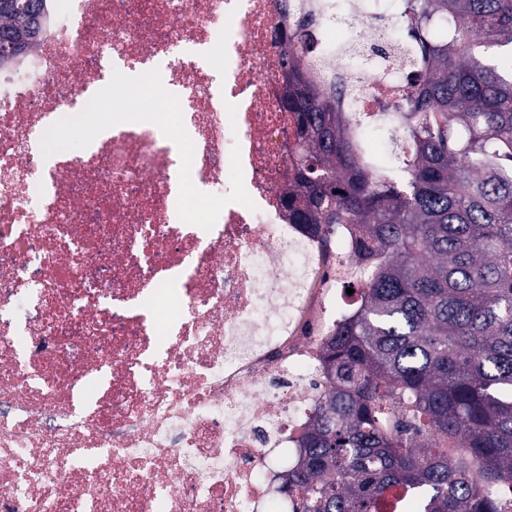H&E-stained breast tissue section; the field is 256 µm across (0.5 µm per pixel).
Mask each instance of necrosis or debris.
Returning <instances> with one entry per match:
<instances>
[{"label":"necrosis or debris","mask_w":512,"mask_h":512,"mask_svg":"<svg viewBox=\"0 0 512 512\" xmlns=\"http://www.w3.org/2000/svg\"><path fill=\"white\" fill-rule=\"evenodd\" d=\"M282 4L48 0L0 67V512H267L272 452L297 453L329 387L326 306L348 319L334 290L357 276L349 230L331 255L285 217ZM325 65L372 128L423 75ZM92 112L111 129L48 161Z\"/></svg>","instance_id":"necrosis-or-debris-1"}]
</instances>
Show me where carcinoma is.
<instances>
[{
  "label": "carcinoma",
  "instance_id": "cac0c4a2",
  "mask_svg": "<svg viewBox=\"0 0 512 512\" xmlns=\"http://www.w3.org/2000/svg\"><path fill=\"white\" fill-rule=\"evenodd\" d=\"M401 52L426 66L386 166L361 150L329 40L297 17L282 76L297 129L288 221L322 245L353 226L371 268L323 346L331 388L283 472L294 512H512V0H403ZM44 0L0 11V63L26 50Z\"/></svg>",
  "mask_w": 512,
  "mask_h": 512
}]
</instances>
